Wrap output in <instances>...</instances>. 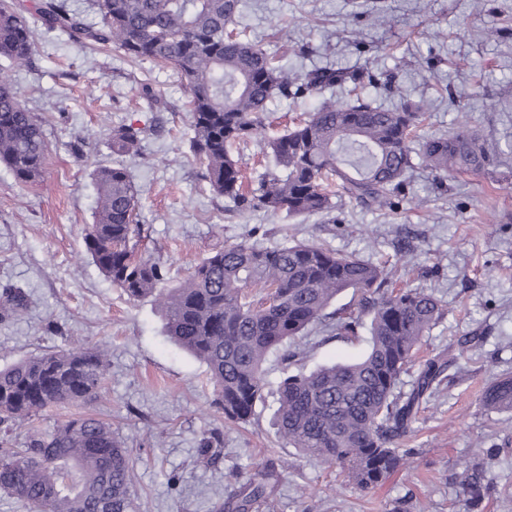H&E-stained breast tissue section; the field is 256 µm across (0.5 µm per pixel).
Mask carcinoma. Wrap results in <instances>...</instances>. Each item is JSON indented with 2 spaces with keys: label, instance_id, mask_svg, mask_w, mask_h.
Segmentation results:
<instances>
[{
  "label": "carcinoma",
  "instance_id": "1",
  "mask_svg": "<svg viewBox=\"0 0 512 512\" xmlns=\"http://www.w3.org/2000/svg\"><path fill=\"white\" fill-rule=\"evenodd\" d=\"M241 0H93L98 21L88 23L63 0L31 7L0 0V57L11 67L31 64L37 27L58 31L92 50L112 45L131 61L171 64L187 93L193 136L189 148L204 167L211 189L248 210L295 216L333 208L338 191L366 205L382 206L400 188L412 165L411 130L418 106L381 108L363 100L324 101L307 120L266 137L268 102L322 90L356 75L320 68L304 78L275 65L263 47L230 29ZM142 130L112 128V145L128 156L140 150ZM257 140L273 166L258 188L244 186L231 153L241 140ZM422 158L442 177L479 171L493 155L462 124L420 144ZM48 144L42 121L0 75V162L16 177H43ZM94 223L84 233L86 252L134 301L151 298L163 313L167 335L208 369L224 417L246 423L264 400L263 364L286 343L319 329L351 340L367 329L360 359L285 375L277 389V435L291 448L338 465L365 491L401 471L413 449L401 447L423 403L446 379L448 360H425L408 390L401 376L422 341L444 318L441 300L423 288H394L384 266L346 255L323 243L274 248L243 240L204 259L175 287H166L162 265L138 251V193L126 168L103 165L93 174ZM353 290L355 306L327 309ZM28 306L26 292L0 293V316ZM106 355L76 345L0 369V491L34 512H138L131 491V457L112 425L94 414L29 429L14 426L67 403H88L101 393ZM485 409L512 413V375L488 383ZM486 460L461 474L460 494L469 512L498 492Z\"/></svg>",
  "mask_w": 512,
  "mask_h": 512
}]
</instances>
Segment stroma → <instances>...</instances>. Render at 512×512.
Segmentation results:
<instances>
[{"mask_svg":"<svg viewBox=\"0 0 512 512\" xmlns=\"http://www.w3.org/2000/svg\"><path fill=\"white\" fill-rule=\"evenodd\" d=\"M247 39L298 75L333 67L358 83L277 98L268 134L307 117L327 98L422 106L420 131L453 132L461 121L504 152L499 165L439 180L420 157L391 205L340 194L330 212L306 217L244 210L203 179L189 150L186 93L173 66L131 63L115 47L89 50L58 33L38 34L30 67L9 78L41 119L48 152L41 181L24 183L0 163V290L20 287L29 307L0 319V366L79 344L105 348L106 383L89 404L33 417L38 428L85 413L106 419L130 448L141 512H224L250 481L265 493L248 512H389L412 494L419 512H467L458 476L485 449L503 448L491 475L512 488V416L484 409L493 377L512 374V0H242ZM143 129L140 155L116 151L110 133ZM127 167L138 190L139 250L186 279L204 258L252 239L286 236L345 254L405 264L403 285L432 291L446 314L421 354L445 353L448 381L423 404L406 438L415 456L364 491L338 468L297 455L272 426L268 393L249 422L228 423L205 365L173 343L151 300L132 301L86 253L98 166ZM364 338L313 333L292 344L283 372L361 356ZM219 433L214 456L202 439Z\"/></svg>","mask_w":512,"mask_h":512,"instance_id":"35a3bbf8","label":"stroma"}]
</instances>
